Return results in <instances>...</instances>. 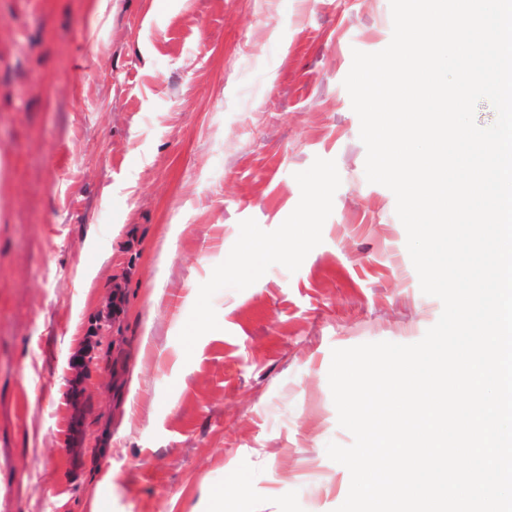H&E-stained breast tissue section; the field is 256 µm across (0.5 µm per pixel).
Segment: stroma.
I'll return each mask as SVG.
<instances>
[{
    "label": "stroma",
    "mask_w": 512,
    "mask_h": 512,
    "mask_svg": "<svg viewBox=\"0 0 512 512\" xmlns=\"http://www.w3.org/2000/svg\"><path fill=\"white\" fill-rule=\"evenodd\" d=\"M391 37L389 0H0V512L344 502L332 350L442 312L343 85ZM241 250L246 253L249 261L257 260L267 253H281L288 259V241L269 239L259 234L247 235L242 243Z\"/></svg>",
    "instance_id": "1"
}]
</instances>
